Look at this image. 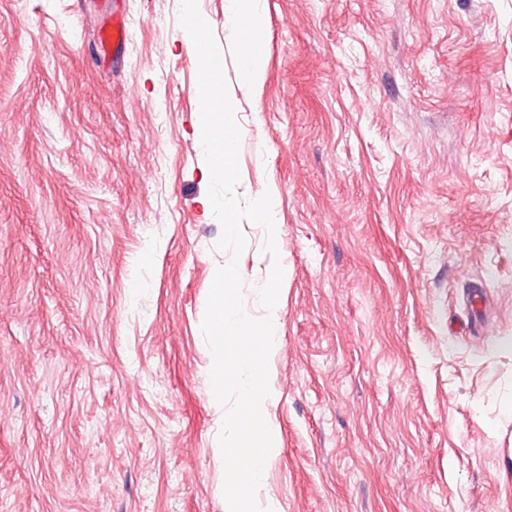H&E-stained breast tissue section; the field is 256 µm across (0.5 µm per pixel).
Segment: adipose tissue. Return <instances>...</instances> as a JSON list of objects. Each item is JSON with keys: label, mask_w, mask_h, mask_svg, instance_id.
I'll list each match as a JSON object with an SVG mask.
<instances>
[{"label": "adipose tissue", "mask_w": 512, "mask_h": 512, "mask_svg": "<svg viewBox=\"0 0 512 512\" xmlns=\"http://www.w3.org/2000/svg\"><path fill=\"white\" fill-rule=\"evenodd\" d=\"M229 20L242 60L241 78L259 84L265 71V22L255 0H231Z\"/></svg>", "instance_id": "1"}]
</instances>
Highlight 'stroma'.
<instances>
[{
    "instance_id": "35a3bbf8",
    "label": "stroma",
    "mask_w": 512,
    "mask_h": 512,
    "mask_svg": "<svg viewBox=\"0 0 512 512\" xmlns=\"http://www.w3.org/2000/svg\"><path fill=\"white\" fill-rule=\"evenodd\" d=\"M261 84L198 0L278 198L263 512H512V0H259ZM180 0H0V512H229L201 331L230 260L203 203ZM246 307L272 265L242 226ZM485 284L494 323L468 324ZM123 0H100L97 48L103 59L124 51L128 39L126 20L120 9Z\"/></svg>"
}]
</instances>
